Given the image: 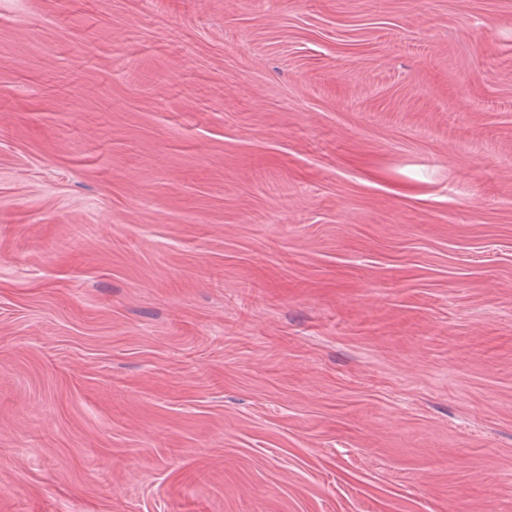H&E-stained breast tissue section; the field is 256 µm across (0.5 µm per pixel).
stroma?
<instances>
[{
	"mask_svg": "<svg viewBox=\"0 0 512 512\" xmlns=\"http://www.w3.org/2000/svg\"><path fill=\"white\" fill-rule=\"evenodd\" d=\"M0 512H512V0H0Z\"/></svg>",
	"mask_w": 512,
	"mask_h": 512,
	"instance_id": "stroma-1",
	"label": "stroma"
}]
</instances>
